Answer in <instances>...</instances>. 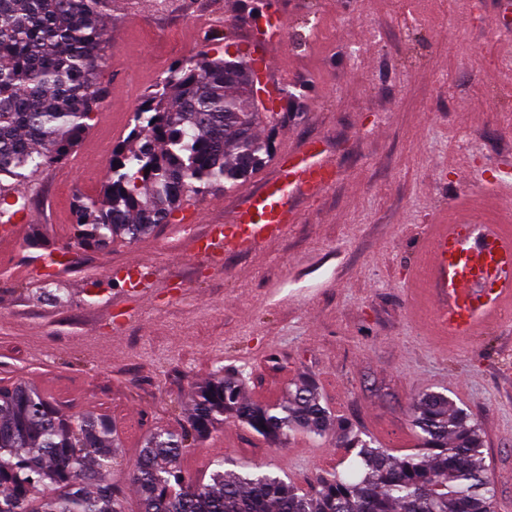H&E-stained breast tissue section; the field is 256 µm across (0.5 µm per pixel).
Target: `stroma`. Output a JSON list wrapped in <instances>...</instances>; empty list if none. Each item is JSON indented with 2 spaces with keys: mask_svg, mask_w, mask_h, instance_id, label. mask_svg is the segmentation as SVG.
Segmentation results:
<instances>
[{
  "mask_svg": "<svg viewBox=\"0 0 512 512\" xmlns=\"http://www.w3.org/2000/svg\"><path fill=\"white\" fill-rule=\"evenodd\" d=\"M253 0H115L105 20L102 80L109 126L94 125L64 163L9 192L18 245L64 252L74 237L75 192L95 194L113 145L158 76L201 51L251 55ZM287 35L270 46L272 78L306 88L305 114L288 115L272 147L321 140L335 183L294 196L284 237L256 249L192 254L179 223L158 226L60 270L64 301L47 300L34 274L0 272V384L22 380L66 413L103 414L121 446L109 480L137 512L129 480L150 427L180 428L187 394L219 367L241 369L252 399L269 402L312 379L337 417L395 455L417 445L408 405L447 390L478 424L496 481L495 512H512V313L469 340L434 336L411 286L427 229L458 194L499 188L512 208V35L496 0H269ZM187 201L197 230L257 188ZM233 423L184 455L195 479L243 450ZM331 442L299 436L255 458L303 480L335 466Z\"/></svg>",
  "mask_w": 512,
  "mask_h": 512,
  "instance_id": "obj_1",
  "label": "stroma"
}]
</instances>
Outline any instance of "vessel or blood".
Instances as JSON below:
<instances>
[{
	"label": "vessel or blood",
	"mask_w": 512,
	"mask_h": 512,
	"mask_svg": "<svg viewBox=\"0 0 512 512\" xmlns=\"http://www.w3.org/2000/svg\"><path fill=\"white\" fill-rule=\"evenodd\" d=\"M284 32L282 23L256 27L253 51L262 55ZM336 181V170L323 158L318 140L275 158L273 173L261 187L207 233L195 238L196 253L225 247L255 246L278 236L289 222L290 200L302 190ZM436 335L468 338L496 323L512 309V219L485 204L463 198L434 220L416 263Z\"/></svg>",
	"instance_id": "vessel-or-blood-1"
}]
</instances>
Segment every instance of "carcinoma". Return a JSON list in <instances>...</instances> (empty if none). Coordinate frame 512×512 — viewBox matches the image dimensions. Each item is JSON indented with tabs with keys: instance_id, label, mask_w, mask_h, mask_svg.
Here are the masks:
<instances>
[{
	"instance_id": "1",
	"label": "carcinoma",
	"mask_w": 512,
	"mask_h": 512,
	"mask_svg": "<svg viewBox=\"0 0 512 512\" xmlns=\"http://www.w3.org/2000/svg\"><path fill=\"white\" fill-rule=\"evenodd\" d=\"M112 2L0 0V177L14 188L66 160L104 107L102 18ZM251 96L252 70L240 56L202 51L172 64L134 110L99 193L76 195L73 247L135 240L171 223L186 198L244 180L271 148ZM281 98L303 111V90L289 86ZM242 385L240 375L216 371L191 392L188 426L145 436L130 471L139 512H493L481 430L447 394L411 402L420 447L396 457L336 418L309 378L273 404L246 399ZM226 419L279 446L337 433L345 454L305 488L245 456L216 460L206 483L186 476L188 441ZM118 447L107 418L64 414L22 381L0 386V512H125L109 481Z\"/></svg>"
}]
</instances>
